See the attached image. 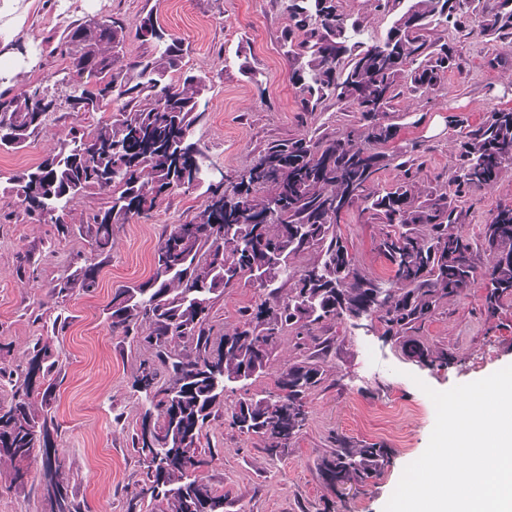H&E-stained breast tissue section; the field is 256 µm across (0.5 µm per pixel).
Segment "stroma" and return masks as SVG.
Masks as SVG:
<instances>
[{"label": "stroma", "mask_w": 512, "mask_h": 512, "mask_svg": "<svg viewBox=\"0 0 512 512\" xmlns=\"http://www.w3.org/2000/svg\"><path fill=\"white\" fill-rule=\"evenodd\" d=\"M23 15L7 49L16 74L0 91L9 94L53 84L68 64L61 33L71 22L122 18L135 27L154 14L175 37L188 44L189 68L210 76L206 116L195 131L214 166L231 175L248 166L269 141L304 133L339 132L352 126V113L327 103L323 111L298 112L296 91L280 45L288 16L278 0H19ZM458 49V66L442 88L428 97H399L389 120L398 126L396 145L418 143V185L428 192L444 184L455 152L452 117L476 125L494 109L512 108V50L486 43L478 34L449 33ZM503 60L488 61L495 54ZM261 74L254 85L244 67ZM95 112L60 110L45 129L17 151L0 150V367L26 365L35 344L48 345L56 362L48 376L49 402L33 398L35 414L53 421L50 443L64 461L69 489L81 512H152L138 493L145 475L133 446L142 419V398L133 387L141 363L154 352L141 338L147 326L130 334L112 332L106 306L122 286L153 274V253L167 225L191 218L206 203L202 190L175 191L150 217L116 225L112 251L99 260L87 226L106 202L88 193L68 209V234L29 214L16 195L12 175L53 153L74 127L96 124ZM512 202V173L494 188L467 194L458 203L469 233L498 205ZM341 233L360 266L389 277L376 250L380 225L367 222L360 206L344 216ZM100 264L94 292L54 294L52 283L77 267ZM484 289L448 298L420 332L423 341L451 354L450 363L420 366L385 327L358 329L346 319L328 322L321 335L332 344L323 363V380L306 400L308 420L288 451L269 456L266 441L227 426L236 396L226 394L203 432V452L211 464L202 475L224 492V512H384L404 468L425 451L435 424L428 390L445 391L483 379L512 365V301L495 315L483 309ZM262 299L242 283L218 296L210 313L211 340L220 343ZM351 442H383L392 454L382 473L361 489L332 501L318 470L337 437ZM25 488L9 486L12 467L0 461V512H51L43 487L41 457L30 462Z\"/></svg>", "instance_id": "obj_1"}]
</instances>
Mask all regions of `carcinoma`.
<instances>
[{
  "instance_id": "cac0c4a2",
  "label": "carcinoma",
  "mask_w": 512,
  "mask_h": 512,
  "mask_svg": "<svg viewBox=\"0 0 512 512\" xmlns=\"http://www.w3.org/2000/svg\"><path fill=\"white\" fill-rule=\"evenodd\" d=\"M287 2L280 43L298 110L316 112L333 101L359 114V125L337 135L271 141L220 185L209 182L212 162L194 135L205 117L207 76L185 69L184 42L151 13L133 32L114 17L69 24L68 66L57 88H44L43 111L31 108L28 90L0 94V149L24 147L63 105L75 112L90 102L95 112H111L87 133L71 131L55 154L13 177L26 210L45 222L85 193L107 196L89 226L101 254L111 251L113 225L153 210L178 189L207 185L204 208L162 232L152 276L116 289L107 305L114 332L149 325L144 340L168 371L161 384L156 368L145 364L134 381L149 404L142 419L156 416L153 429L167 439L160 448L146 447L140 434L135 442L146 469L142 494L161 504L159 512H224V495L199 477L211 463L200 450L203 430L226 392L264 373L285 332L307 336L325 352L330 341L312 335L314 328L363 313L381 321L408 357L446 360L412 336L444 299L466 291L480 274L487 310L512 298V204L491 212L476 237L465 232L455 205L512 171V108L491 111L474 127L458 123L445 191L424 196L404 161L400 182L379 187L376 174L398 159L385 151L397 127L380 123L375 112L380 99L388 110L406 92L424 97L440 89L456 62L450 28L463 33L475 27L511 46L512 0H373L375 11L392 16L380 38L366 36L364 21L347 14L340 0ZM132 33L147 46L135 57L124 52ZM358 202L367 222L383 225L377 251L391 267L387 279L361 273L338 232L342 215ZM305 254L316 259L296 265ZM98 278V264H90L52 291L92 292ZM243 280L266 298L214 347L209 316L215 295ZM46 358L40 348L25 368H0L1 378L22 380L11 402L0 405V459L13 464L10 485L22 488L29 458L42 448L53 509L80 512L58 451L48 447L50 427L31 411L37 380L47 375ZM322 375L312 355L288 363L275 380L284 395L239 394L228 426L270 440L266 453L282 454L305 425L304 399ZM389 459L380 443L341 441L319 471L336 494V484L363 483Z\"/></svg>"
}]
</instances>
